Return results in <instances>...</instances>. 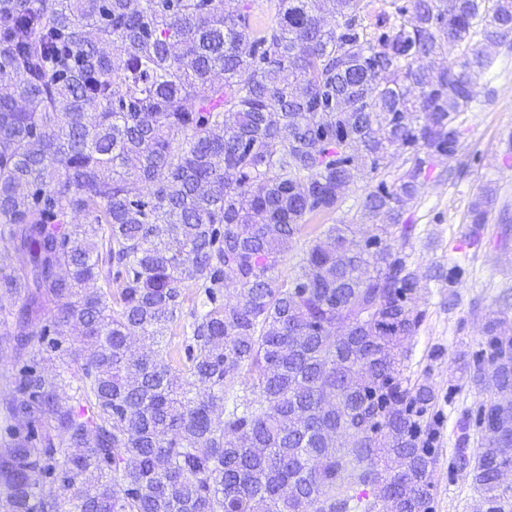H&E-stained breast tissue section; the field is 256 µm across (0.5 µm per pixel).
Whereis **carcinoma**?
I'll use <instances>...</instances> for the list:
<instances>
[{
  "mask_svg": "<svg viewBox=\"0 0 512 512\" xmlns=\"http://www.w3.org/2000/svg\"><path fill=\"white\" fill-rule=\"evenodd\" d=\"M442 2L373 28L363 0H277L264 26L254 0H0V80L24 100L0 98V240L23 257L0 254L3 512H434L438 395L406 374L425 314L403 214L459 152L487 45H512V0ZM400 148L406 168L363 200L368 238L332 224L298 276H273L307 218ZM492 203L468 211L476 242ZM481 333L455 361L492 393L448 470L472 476L478 512H506L512 320L492 311Z\"/></svg>",
  "mask_w": 512,
  "mask_h": 512,
  "instance_id": "carcinoma-1",
  "label": "carcinoma"
}]
</instances>
